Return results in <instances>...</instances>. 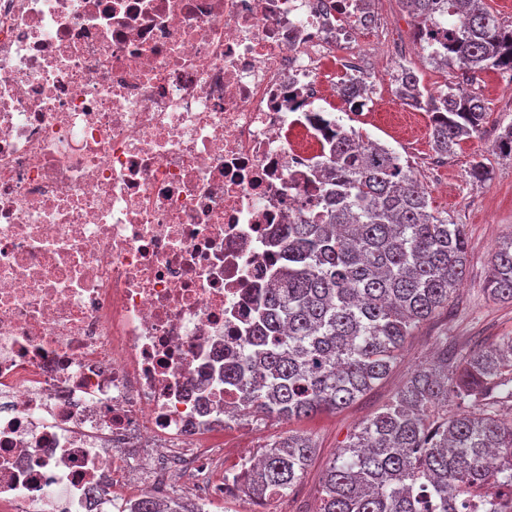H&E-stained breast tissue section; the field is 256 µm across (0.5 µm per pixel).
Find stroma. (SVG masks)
I'll use <instances>...</instances> for the list:
<instances>
[{"label":"stroma","instance_id":"stroma-1","mask_svg":"<svg viewBox=\"0 0 512 512\" xmlns=\"http://www.w3.org/2000/svg\"><path fill=\"white\" fill-rule=\"evenodd\" d=\"M373 12L377 31H369L365 40L379 37L399 45V52L381 49L379 65L387 73H395L398 64L414 67L421 82L430 90L461 82L456 63L437 64L427 53L410 47L416 21L405 9L402 0H382ZM512 81V73L490 70L477 75L468 89L485 103L487 115L479 137L466 140L448 158L444 178L447 193H440L425 162L432 154L428 132L409 128L397 129L351 112L348 105L332 102L331 112L351 121L359 132L380 142L408 159L418 180L427 189L434 207L446 211L450 221L464 225L468 237L466 277L452 294L448 310L420 327L408 338L400 361L389 376L348 407L301 420L245 419L234 429L225 431L223 441L229 452L218 459L209 476L210 483L223 481L233 470L234 449L248 448L260 452L274 440L292 433L307 434L316 446L315 455L296 487L278 500L279 512H319L322 476L329 460L337 453L351 433L362 422L386 405L395 391L419 366L432 360L439 348L440 337H447L448 348L455 354L478 344H490L499 337L512 335V303L488 298L484 288L494 251L505 236L512 233V156L501 154L487 141L488 135L501 133L512 124V94L504 87ZM482 162L489 173L484 183L471 176L475 162ZM167 497L189 506L205 505L208 512H235L236 503L211 499L207 485H201L187 460L173 462L171 469L156 474L153 480Z\"/></svg>","mask_w":512,"mask_h":512}]
</instances>
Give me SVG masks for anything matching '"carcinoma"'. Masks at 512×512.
Wrapping results in <instances>:
<instances>
[{
  "instance_id": "cac0c4a2",
  "label": "carcinoma",
  "mask_w": 512,
  "mask_h": 512,
  "mask_svg": "<svg viewBox=\"0 0 512 512\" xmlns=\"http://www.w3.org/2000/svg\"><path fill=\"white\" fill-rule=\"evenodd\" d=\"M403 2L464 74L512 71V29L484 0H447L462 16L449 31L432 18L436 0ZM396 82L403 104L430 115L442 157L485 122L477 95L432 93L405 64ZM314 171L334 186L319 214L285 227L239 360L224 367L247 418L299 419L349 406L390 373L406 339L448 306L466 272L463 225L432 207L394 150L338 124ZM486 292L512 302V236L494 253ZM510 400L512 337L472 348L451 366L443 341L441 356L417 369L328 463L320 512H467L474 497L486 512H512V423L499 419ZM450 402L466 410L450 415ZM314 455L307 435L273 441L248 471L245 493L288 494ZM127 510L186 512L173 499L160 508L149 493L127 501Z\"/></svg>"
}]
</instances>
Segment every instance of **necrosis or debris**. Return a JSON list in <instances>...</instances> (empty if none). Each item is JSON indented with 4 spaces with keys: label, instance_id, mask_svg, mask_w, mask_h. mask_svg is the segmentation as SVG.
<instances>
[{
    "label": "necrosis or debris",
    "instance_id": "necrosis-or-debris-1",
    "mask_svg": "<svg viewBox=\"0 0 512 512\" xmlns=\"http://www.w3.org/2000/svg\"><path fill=\"white\" fill-rule=\"evenodd\" d=\"M364 0H0V504L119 512L239 423L224 365L348 99Z\"/></svg>",
    "mask_w": 512,
    "mask_h": 512
}]
</instances>
